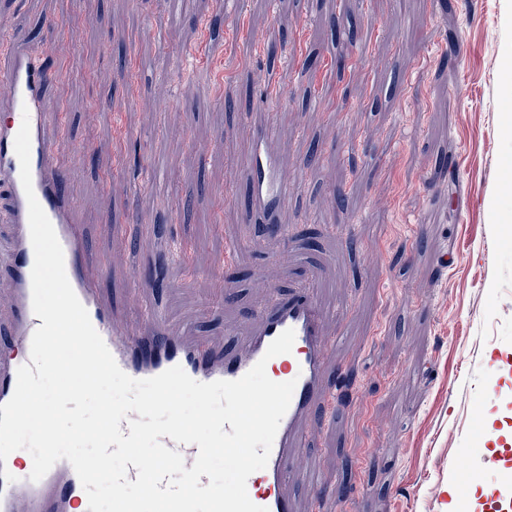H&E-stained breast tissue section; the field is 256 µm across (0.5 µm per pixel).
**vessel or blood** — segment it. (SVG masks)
<instances>
[{"mask_svg": "<svg viewBox=\"0 0 512 512\" xmlns=\"http://www.w3.org/2000/svg\"><path fill=\"white\" fill-rule=\"evenodd\" d=\"M51 79L33 53L16 41L0 51V187L7 192V216L12 247L0 256V266L10 269L4 302L7 315H0V404L12 397L17 370L29 363L32 336L41 324L32 308L31 270L34 252L30 239L28 202L21 183L20 163L14 138L22 120L30 122V168L35 196L51 221L62 246L68 280L90 320L118 366L130 377H154L173 366H181L200 382L235 380L247 373L283 331L295 332L291 353L276 356L280 366L275 379L295 381L296 387L275 436L266 468L249 477L247 491L268 512H297L289 497L290 483H317L319 474L294 470L292 463L303 451L314 417L326 399L328 356L332 342L322 323L329 312L309 291L281 299L270 296L255 310L256 325L248 335L218 347L206 337L181 329L171 335L166 315L156 307L142 315L137 330H125L112 303L100 289L111 271L102 266L89 241L74 195L66 183L59 155L66 150L55 133L56 116L45 105V90ZM249 144L242 160L251 185V206L257 222L278 227L279 240H287L288 228L280 222L282 206L295 196L298 181L285 169L275 152L276 128L270 114L248 113ZM6 468L15 477H0V512H88V498L72 465L58 461L37 482L31 481L30 466L17 455H9Z\"/></svg>", "mask_w": 512, "mask_h": 512, "instance_id": "1", "label": "vessel or blood"}]
</instances>
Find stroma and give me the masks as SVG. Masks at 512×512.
Returning <instances> with one entry per match:
<instances>
[{
    "label": "stroma",
    "mask_w": 512,
    "mask_h": 512,
    "mask_svg": "<svg viewBox=\"0 0 512 512\" xmlns=\"http://www.w3.org/2000/svg\"><path fill=\"white\" fill-rule=\"evenodd\" d=\"M444 1L251 0L217 26L222 0L179 12L171 0H0V20L52 73L60 135L85 147L66 160L68 186L116 272L102 287L127 300L128 330L139 303L120 276L150 268L164 237L186 254L150 299L215 344L226 327L247 332L269 287L288 296L314 269L324 298L345 305L357 342L330 363L354 382L330 396L295 460L302 471L317 462L323 478L289 487L299 512H447L451 484L456 512H495L512 471L472 421L512 414V0ZM345 3L352 47L326 22ZM283 29L292 41L268 65ZM312 50L321 64L307 79ZM230 87L278 120L276 147L301 185L281 212L288 241L226 262L221 227L258 237ZM314 143L321 158L304 167ZM440 151L455 180L433 178ZM159 153L166 195L144 176ZM191 185L209 205L174 220L173 193ZM463 455L468 472L449 473Z\"/></svg>",
    "instance_id": "35a3bbf8"
}]
</instances>
